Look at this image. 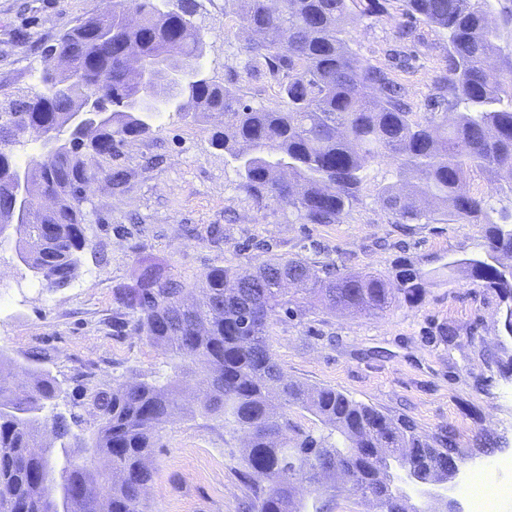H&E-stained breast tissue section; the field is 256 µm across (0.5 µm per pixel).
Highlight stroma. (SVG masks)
I'll use <instances>...</instances> for the list:
<instances>
[{"label":"stroma","instance_id":"1","mask_svg":"<svg viewBox=\"0 0 512 512\" xmlns=\"http://www.w3.org/2000/svg\"><path fill=\"white\" fill-rule=\"evenodd\" d=\"M194 24L206 40L203 70L255 107L278 108V86L246 51L249 34L224 0H196ZM112 0H0V99L37 91L44 50ZM400 0L387 14L356 16L351 49L387 69L414 111H422L445 64L448 36L424 22L411 42L398 37ZM409 55L400 66V55ZM153 135L127 142L91 169H120L123 189L95 180L83 209L88 245L70 286L44 288L0 245V351L18 361L41 357L58 379L89 371L109 384L132 377L165 380L173 362L146 336L114 328L119 288L140 263L160 264L187 287L214 266L250 269L271 255L301 257L338 273L374 271L396 279L403 265L427 274L422 298L378 313L341 312L318 303L272 316L267 343L289 378L330 387L389 416L411 420L430 436L452 429L466 459L512 456V336L502 326L499 296L462 276H449V257L477 253L482 224H397L376 201L396 182L387 160L367 163L360 202L339 224H304L286 207L258 200L209 125L164 112ZM197 379L183 380L186 410L162 425L152 454L155 473L147 512H244L250 496L240 433L204 414ZM495 445L478 444L480 435Z\"/></svg>","mask_w":512,"mask_h":512}]
</instances>
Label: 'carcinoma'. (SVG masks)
Masks as SVG:
<instances>
[{"label":"carcinoma","mask_w":512,"mask_h":512,"mask_svg":"<svg viewBox=\"0 0 512 512\" xmlns=\"http://www.w3.org/2000/svg\"><path fill=\"white\" fill-rule=\"evenodd\" d=\"M242 26L259 38L248 43L251 59L266 66L284 104L253 107L206 76L178 91L184 118H215L213 145L236 166L241 187L297 214L303 224H336L359 201L369 161L395 163L403 189H380L377 203L396 224H484L482 250L450 257L448 275L465 274L495 291L505 303L503 328L512 335V205L495 206L471 193L468 176L488 173L491 192L512 197V0H403L402 15L448 33V56L436 77L437 93L412 112L392 74L349 47L354 9L381 16L389 0H227ZM195 0L180 11L158 0H112V11L87 18L45 52L41 88L0 102V243L15 240L20 263L44 286L70 285L78 253L86 246L83 204L101 174L122 184L119 172L89 171L91 157H112L127 140L155 132L159 113L131 107L145 91L132 79L126 50L135 45L142 64L160 61L197 67L204 36L191 17ZM110 105L107 118L86 129L73 111L87 95ZM463 109H458V106ZM456 109L448 119V108ZM55 134V152L21 166L14 152L29 130ZM29 173V218L15 219L11 193L16 172ZM55 198L45 208L41 193ZM295 281L329 306L382 311L402 299L420 300L425 273L407 268L397 282L375 273L326 275L307 260L273 256L254 270L213 267L200 277L198 298L146 263L116 302L123 326L148 337L176 360L165 383L115 380L92 383L74 376L67 409H57L65 390L33 355L21 368L26 380L4 375L16 361L0 352V512H141V493L152 481L149 458L160 426L182 412L178 388L195 363L205 386L206 414L248 433V474L268 487L253 490L248 512H333L341 492L329 482L336 466L362 474L379 490L390 478L385 455L414 466L418 477L439 482L461 461L454 435L420 434L404 421L334 388H308L291 380L266 341L270 318L289 310L283 282ZM300 406L329 432L307 434L285 408ZM50 413H44L45 409ZM93 424L90 436L81 425ZM60 443L61 462L50 448Z\"/></svg>","instance_id":"1"}]
</instances>
